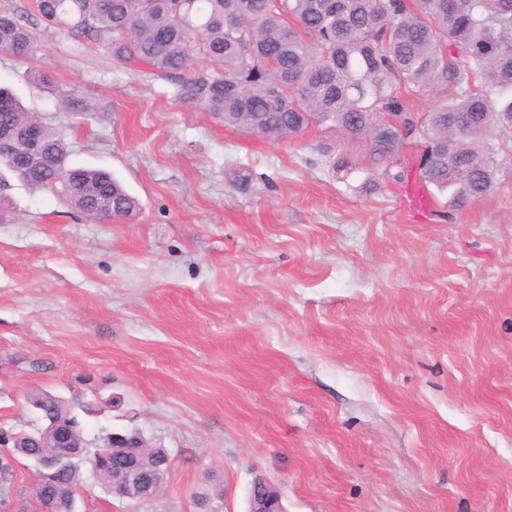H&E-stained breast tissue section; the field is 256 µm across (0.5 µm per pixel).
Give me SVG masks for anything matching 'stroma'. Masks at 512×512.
Returning a JSON list of instances; mask_svg holds the SVG:
<instances>
[{
	"instance_id": "obj_1",
	"label": "stroma",
	"mask_w": 512,
	"mask_h": 512,
	"mask_svg": "<svg viewBox=\"0 0 512 512\" xmlns=\"http://www.w3.org/2000/svg\"><path fill=\"white\" fill-rule=\"evenodd\" d=\"M0 8L39 47L0 53V85L139 202L98 222L13 179L0 222V429H36L47 391L89 442L136 432L171 458L138 504L84 470L80 512H201L211 485L246 512L258 474L288 512H512V142L489 194L421 212L328 125L225 126L35 0ZM36 70L107 111H63ZM15 471L0 512H33Z\"/></svg>"
}]
</instances>
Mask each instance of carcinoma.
I'll list each match as a JSON object with an SVG mask.
<instances>
[{"label":"carcinoma","mask_w":512,"mask_h":512,"mask_svg":"<svg viewBox=\"0 0 512 512\" xmlns=\"http://www.w3.org/2000/svg\"><path fill=\"white\" fill-rule=\"evenodd\" d=\"M35 0L40 18L107 46L112 57L147 62L175 81L177 97L224 122L280 140L329 123L361 142L369 163L397 183L411 173L460 209L495 183L494 142L512 141V0ZM234 14L240 28L229 30ZM27 59L35 37L22 16L0 11V53ZM67 112L103 107L53 75L33 74ZM444 99L415 117L408 96ZM39 130L40 152L22 154L19 137ZM0 166L24 184L58 190L77 211L104 221L138 208L112 175L72 166L62 132L0 87ZM415 136L412 161L398 152ZM14 458L44 452L33 435L0 429ZM79 459L57 482L33 491L60 512L80 483Z\"/></svg>","instance_id":"cac0c4a2"}]
</instances>
